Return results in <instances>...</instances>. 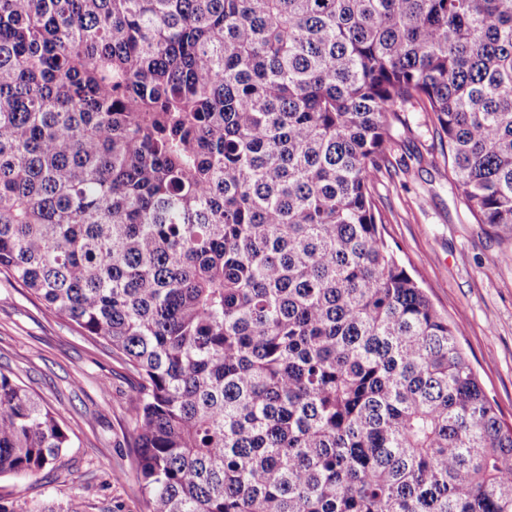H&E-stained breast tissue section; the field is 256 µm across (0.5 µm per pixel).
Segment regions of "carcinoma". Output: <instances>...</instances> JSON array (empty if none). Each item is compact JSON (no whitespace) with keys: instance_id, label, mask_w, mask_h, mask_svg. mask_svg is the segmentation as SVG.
I'll return each instance as SVG.
<instances>
[{"instance_id":"carcinoma-1","label":"carcinoma","mask_w":512,"mask_h":512,"mask_svg":"<svg viewBox=\"0 0 512 512\" xmlns=\"http://www.w3.org/2000/svg\"><path fill=\"white\" fill-rule=\"evenodd\" d=\"M416 104L512 233V0H0V273L137 375L147 512H512L372 193ZM70 445L0 372V475Z\"/></svg>"}]
</instances>
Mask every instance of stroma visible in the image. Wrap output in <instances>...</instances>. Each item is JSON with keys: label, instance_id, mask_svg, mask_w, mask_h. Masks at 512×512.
Wrapping results in <instances>:
<instances>
[{"label": "stroma", "instance_id": "stroma-1", "mask_svg": "<svg viewBox=\"0 0 512 512\" xmlns=\"http://www.w3.org/2000/svg\"><path fill=\"white\" fill-rule=\"evenodd\" d=\"M373 195L385 237L435 307L461 322L459 343L505 423H512V235L474 223L448 184L430 113L414 107L395 125ZM0 371L57 414L72 438L54 470L34 482L0 477L16 512H142L129 470L130 396L125 362L101 341L54 316L26 288L0 274Z\"/></svg>", "mask_w": 512, "mask_h": 512}]
</instances>
